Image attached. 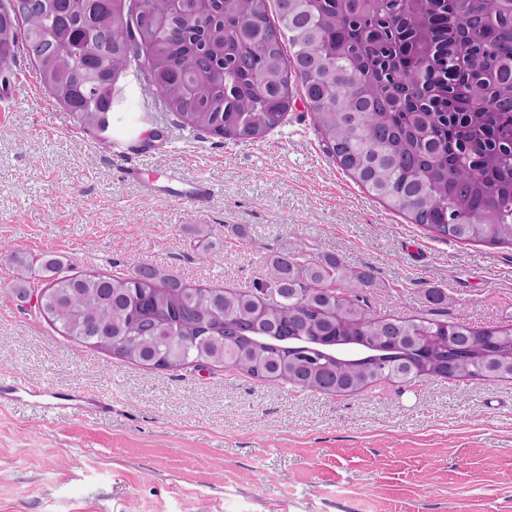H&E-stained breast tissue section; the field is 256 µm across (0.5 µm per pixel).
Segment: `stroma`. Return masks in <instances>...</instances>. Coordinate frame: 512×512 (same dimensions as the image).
<instances>
[{
  "label": "stroma",
  "instance_id": "obj_1",
  "mask_svg": "<svg viewBox=\"0 0 512 512\" xmlns=\"http://www.w3.org/2000/svg\"><path fill=\"white\" fill-rule=\"evenodd\" d=\"M0 99V374L46 392L77 386L110 416L0 409V512H512V379L382 382L342 396L232 367L172 372L60 335L38 312L44 256L67 275L158 266L192 286L251 289L277 252L370 266L381 316L512 325V246L433 238L327 153L295 91L266 139L180 127L128 78L110 144L83 130L18 51ZM181 168L213 197L177 208L133 168ZM210 225L200 236L194 227ZM26 278L30 295L12 293Z\"/></svg>",
  "mask_w": 512,
  "mask_h": 512
}]
</instances>
